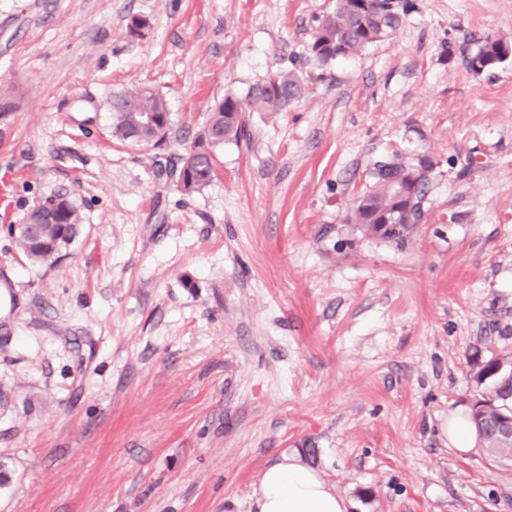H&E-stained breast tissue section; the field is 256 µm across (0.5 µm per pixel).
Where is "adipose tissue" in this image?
<instances>
[{"mask_svg": "<svg viewBox=\"0 0 512 512\" xmlns=\"http://www.w3.org/2000/svg\"><path fill=\"white\" fill-rule=\"evenodd\" d=\"M257 512H347L348 504L298 453L282 454L255 491Z\"/></svg>", "mask_w": 512, "mask_h": 512, "instance_id": "ef3b65f1", "label": "adipose tissue"}]
</instances>
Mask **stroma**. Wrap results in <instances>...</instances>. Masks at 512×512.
<instances>
[{"mask_svg":"<svg viewBox=\"0 0 512 512\" xmlns=\"http://www.w3.org/2000/svg\"><path fill=\"white\" fill-rule=\"evenodd\" d=\"M336 0H0V512H254L299 452L350 512H512V459L449 448L478 363L512 356V0H410L397 33L309 71ZM150 25L127 31L131 17ZM304 72L277 115L171 175L225 94ZM162 93L157 147L113 93ZM430 159L402 248L349 220L377 162ZM81 237L10 236L46 198ZM510 55H512V43L503 40H487L469 59L468 64L471 69L480 71L503 62ZM477 63L481 66H478ZM112 133L119 140L158 146L166 141L172 119L166 98L147 86L112 96ZM24 224L26 232L12 230V237L27 257L46 264L56 262L81 232L77 207L63 196L47 198L35 206L19 226Z\"/></svg>","mask_w":512,"mask_h":512,"instance_id":"1","label":"stroma"}]
</instances>
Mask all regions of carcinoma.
<instances>
[{"instance_id": "obj_1", "label": "carcinoma", "mask_w": 512, "mask_h": 512, "mask_svg": "<svg viewBox=\"0 0 512 512\" xmlns=\"http://www.w3.org/2000/svg\"><path fill=\"white\" fill-rule=\"evenodd\" d=\"M409 9L408 0H336L335 10L320 23L316 36L307 48L306 58L318 67L351 56L369 45L391 36L402 24ZM512 55V43L487 40L472 56L471 69H481L503 62ZM303 93V83L292 70H283L252 85L248 101L253 111L277 114ZM113 136L122 141L158 146L166 141L172 119L166 98L147 86L112 96ZM245 133L242 106L230 93L211 110L209 118L196 136L194 145L205 146L196 154L187 152L180 158L176 182L192 193L208 185L213 176L212 149L237 141ZM433 167L425 159L417 168L414 181H399L407 165L396 158L373 172L372 189L359 197L351 220L366 231L377 233L379 224H396L398 230L387 235L396 247H404L421 221L425 200L426 172ZM26 231L13 235L20 250L30 259L52 264L66 252L81 232L77 207L66 197H50L35 206L25 217ZM483 398L486 411L470 408V420L478 440L493 457H512V442L498 429L501 414H512V382L489 379Z\"/></svg>"}]
</instances>
